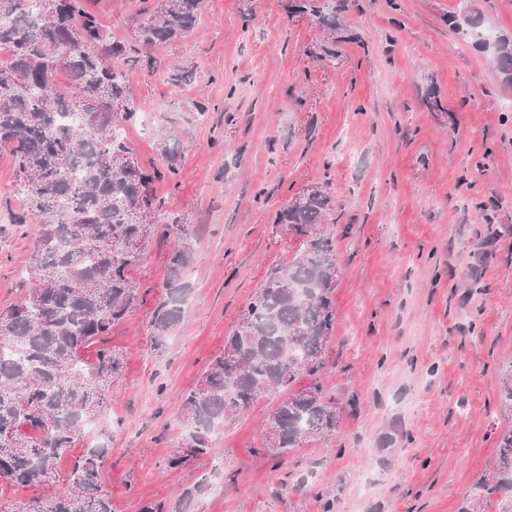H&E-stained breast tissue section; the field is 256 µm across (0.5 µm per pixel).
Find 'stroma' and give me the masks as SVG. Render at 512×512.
Instances as JSON below:
<instances>
[{"mask_svg": "<svg viewBox=\"0 0 512 512\" xmlns=\"http://www.w3.org/2000/svg\"><path fill=\"white\" fill-rule=\"evenodd\" d=\"M153 0H88L100 24L131 41ZM478 7L493 37L512 35V0H350L358 38L330 67L312 57V18L281 0H202L186 38L153 50L193 66L181 87L126 69L139 112L124 125L156 181V221L184 224L197 255L189 301L163 351L150 323L166 289L175 235L152 238L129 271L139 300L112 330L124 379L61 471L106 448L103 476L114 512L173 502L201 482L196 512H458L494 468L512 416L499 379L512 364V90L490 53L450 28ZM435 90L443 106L424 103ZM327 184L337 261L336 328L324 389L343 406L328 439L275 462L258 454L264 398L214 437L212 455L169 467L174 417L239 321L268 268L299 240L276 224L307 185ZM24 208L17 168L0 153V307L25 296L38 224ZM493 229L491 240L477 230Z\"/></svg>", "mask_w": 512, "mask_h": 512, "instance_id": "obj_1", "label": "stroma"}]
</instances>
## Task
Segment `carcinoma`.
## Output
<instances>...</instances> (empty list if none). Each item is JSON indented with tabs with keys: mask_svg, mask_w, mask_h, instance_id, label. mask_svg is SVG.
I'll list each match as a JSON object with an SVG mask.
<instances>
[{
	"mask_svg": "<svg viewBox=\"0 0 512 512\" xmlns=\"http://www.w3.org/2000/svg\"><path fill=\"white\" fill-rule=\"evenodd\" d=\"M0 0V151L15 159L26 210L15 223L36 221L38 239L26 268L29 290L0 309V481L36 491L16 512H114L104 489L103 448H90L71 470L60 459L84 433L124 376V357L107 345L112 328L138 300L130 266L163 230L185 235L181 224L149 222L162 207L153 183L164 177L140 165L120 135L136 108L123 68L146 61L165 68L176 87L192 79L181 63L166 66L143 50L187 37L200 0H153L133 43L111 40L84 0ZM348 0H286L291 17L314 18L322 32L316 58L336 64L353 40L344 23ZM448 25L465 34L482 25L479 11ZM501 83L512 86V38L491 52ZM78 114L73 125L62 120ZM333 198L322 184L308 186L283 206L275 223L301 237L295 256L269 268L243 318L210 360L197 387L179 408L182 430L169 466L210 454L213 430L232 425L262 397H279L265 427L279 432L277 447L258 453L279 460L290 450L325 439L341 419L323 378L336 327V237L328 228ZM193 250L180 243L166 264L167 288L151 321V345L161 351L180 323L189 288L184 282ZM500 407L512 413V364L500 381ZM199 482L173 505L145 503L140 512H193ZM512 512V429L499 439L496 469L479 480L459 512Z\"/></svg>",
	"mask_w": 512,
	"mask_h": 512,
	"instance_id": "carcinoma-1",
	"label": "carcinoma"
}]
</instances>
